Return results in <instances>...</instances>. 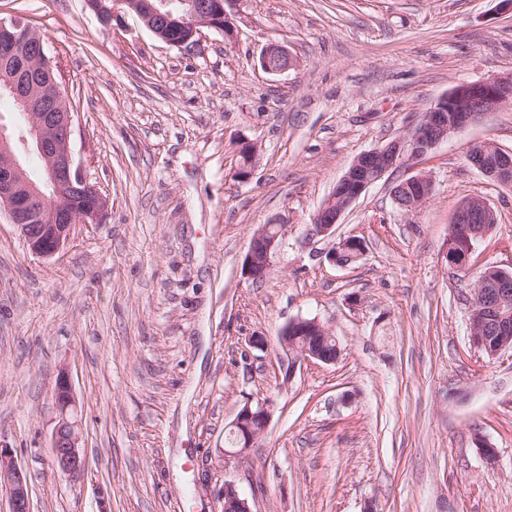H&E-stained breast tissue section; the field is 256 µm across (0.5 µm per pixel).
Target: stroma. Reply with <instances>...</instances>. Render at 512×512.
Masks as SVG:
<instances>
[{
    "label": "stroma",
    "instance_id": "35a3bbf8",
    "mask_svg": "<svg viewBox=\"0 0 512 512\" xmlns=\"http://www.w3.org/2000/svg\"><path fill=\"white\" fill-rule=\"evenodd\" d=\"M229 11L233 40L205 28L186 51L120 7L106 25L84 0H0V19L42 35L75 112V161L108 201L50 258L0 213V445L27 476L30 512H220L228 482L254 512H512V352L485 358L469 332L477 273L512 269V186L468 161L484 140L512 150V107L417 161L433 181L421 208L398 209L387 176L335 238L312 231L359 154L453 87L512 73V13L499 0ZM272 43L295 67L261 69ZM472 196L497 222L464 271L443 254ZM265 224L283 246L253 281L242 264ZM348 237L365 255L335 266L327 252ZM299 317L337 337L334 363L289 367L279 333ZM64 368L88 462L78 481L51 448ZM249 398L268 401L269 426L224 466Z\"/></svg>",
    "mask_w": 512,
    "mask_h": 512
}]
</instances>
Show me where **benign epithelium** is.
Returning a JSON list of instances; mask_svg holds the SVG:
<instances>
[{
    "mask_svg": "<svg viewBox=\"0 0 512 512\" xmlns=\"http://www.w3.org/2000/svg\"><path fill=\"white\" fill-rule=\"evenodd\" d=\"M233 0H93L89 7L104 21L113 20L115 4L127 11L158 40L191 51L197 46L201 28L214 29L224 38H234V25L227 10ZM9 42L0 47L5 58L14 61L11 75L0 80V89L14 97L19 111L26 116L28 127L24 144L34 149L44 161L43 183L31 181L14 146L13 135L0 125V211L8 213L11 224L24 238L30 250L42 257H51L68 243L77 224H95L106 207V198L90 184L75 166L71 152L73 116L57 82L41 83L42 73L51 69L44 53L43 38L31 24L21 18L0 20V33ZM259 64L269 74L282 73L295 65L288 50L271 44L260 55ZM512 105V74L463 84L451 89L421 120L403 135L387 144L358 155L345 174L336 182L323 201L313 221L314 234L332 238L336 224L366 190L387 174L399 169L407 174L397 184L406 194L403 210L409 212L425 204L432 193V179L423 172L410 173L414 162L427 155L451 136L500 108ZM470 164L485 176L507 186L512 185V152L486 140L474 145L468 155ZM79 194L90 199V206L81 211L67 207L71 196ZM496 223V213L480 197L462 202L452 220V238L464 241L458 251L444 253L447 262L457 268L467 266L474 244L487 233V225ZM353 247L355 259L365 254L364 244L351 238L340 241L328 252L331 262L336 254ZM281 230L271 232L265 224L253 236L245 255L242 273L258 280L273 267L281 250ZM483 288L481 297L485 318L481 325L470 322L472 333L500 337L495 358L509 350L508 328L512 327V270L490 266L478 279ZM316 330H329L317 319L298 318L289 321L280 332V346L289 359L288 370L301 361L329 363L317 352L300 350L294 335ZM54 399L56 423L52 434L53 462L56 469L77 481L84 477L87 459L81 450L82 427L68 369L59 371ZM270 419L269 403L247 400L232 422L237 435L235 448L224 449L223 463L239 464L246 452L266 430ZM0 488L6 490L10 512H29V489L23 472L11 449L0 448ZM226 512L231 501L238 504L236 512H253L248 499L242 497L232 483H224Z\"/></svg>",
    "mask_w": 512,
    "mask_h": 512,
    "instance_id": "1",
    "label": "benign epithelium"
}]
</instances>
